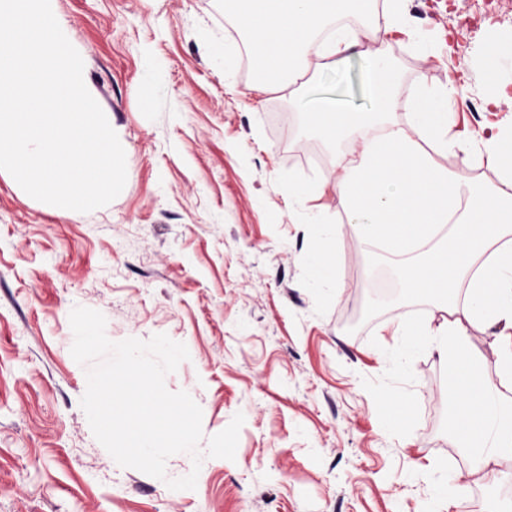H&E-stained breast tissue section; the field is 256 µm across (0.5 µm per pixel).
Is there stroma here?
I'll return each instance as SVG.
<instances>
[{"instance_id": "obj_1", "label": "stroma", "mask_w": 512, "mask_h": 512, "mask_svg": "<svg viewBox=\"0 0 512 512\" xmlns=\"http://www.w3.org/2000/svg\"><path fill=\"white\" fill-rule=\"evenodd\" d=\"M407 0L425 50L401 30L395 119L422 85L484 101L512 92V59L485 77L487 44L512 43V0ZM126 153L127 181L89 213L26 199L0 172V512H512V458L469 475L448 435V372L430 344L395 353L394 318L428 324L381 248L336 203V150L307 128L322 104L362 112L365 61L295 96L262 93L247 60L224 72L238 34L224 0H53ZM450 139H490L512 111L453 104ZM305 186L289 200L288 182ZM336 253L313 283L308 254ZM101 312L112 341L166 334L190 358L167 375L202 409L204 440L243 413L234 460L203 459L192 490L119 466L80 401L74 306ZM462 471L464 489L435 503Z\"/></svg>"}]
</instances>
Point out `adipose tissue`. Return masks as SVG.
I'll return each instance as SVG.
<instances>
[{"label":"adipose tissue","mask_w":512,"mask_h":512,"mask_svg":"<svg viewBox=\"0 0 512 512\" xmlns=\"http://www.w3.org/2000/svg\"><path fill=\"white\" fill-rule=\"evenodd\" d=\"M404 0H225L262 87L288 95L306 74L344 68L353 52L366 62L365 112L330 107L310 112L309 126L328 141L357 143L337 152L336 198L348 223L394 257L411 295L442 315L412 328L396 316L402 353L436 337L448 364V429L471 461V474L492 473L512 457V137L487 140L478 152L496 178L462 179L435 157L453 150L448 103L456 86L422 88L412 124L393 121L403 82L399 63L380 41L406 25ZM368 16L366 24L342 25ZM492 330L499 374L489 378L471 350L470 331Z\"/></svg>","instance_id":"adipose-tissue-1"}]
</instances>
